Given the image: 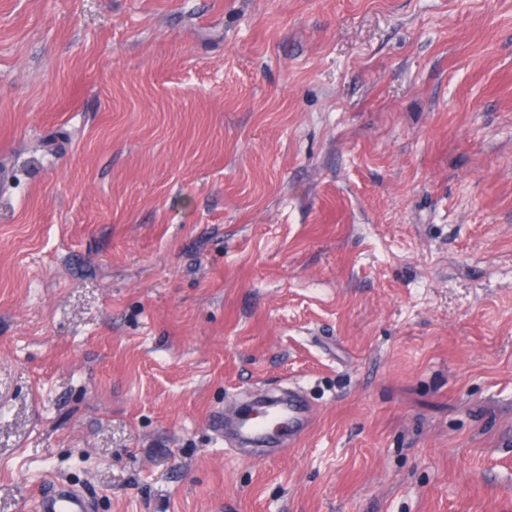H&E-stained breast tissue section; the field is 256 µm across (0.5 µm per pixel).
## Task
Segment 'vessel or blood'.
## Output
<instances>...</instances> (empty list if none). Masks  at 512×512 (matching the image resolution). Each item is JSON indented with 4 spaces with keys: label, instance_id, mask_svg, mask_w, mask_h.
Segmentation results:
<instances>
[{
    "label": "vessel or blood",
    "instance_id": "b4317fda",
    "mask_svg": "<svg viewBox=\"0 0 512 512\" xmlns=\"http://www.w3.org/2000/svg\"><path fill=\"white\" fill-rule=\"evenodd\" d=\"M312 419V412L305 401L296 394L270 399L256 409L239 414L235 423H227L223 416H216L213 426L218 433L234 429L237 438L256 447H275L278 454L288 452L287 445L276 444L280 432L289 437L304 433ZM41 512H92L90 499L78 488L69 485H53L43 494Z\"/></svg>",
    "mask_w": 512,
    "mask_h": 512
}]
</instances>
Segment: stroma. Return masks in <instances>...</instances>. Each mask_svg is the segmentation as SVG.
I'll list each match as a JSON object with an SVG mask.
<instances>
[{"label": "stroma", "mask_w": 512, "mask_h": 512, "mask_svg": "<svg viewBox=\"0 0 512 512\" xmlns=\"http://www.w3.org/2000/svg\"><path fill=\"white\" fill-rule=\"evenodd\" d=\"M268 387L288 455L211 420ZM512 512V0H0V512ZM40 512H91L90 499L78 488L52 485L43 494Z\"/></svg>", "instance_id": "stroma-1"}]
</instances>
